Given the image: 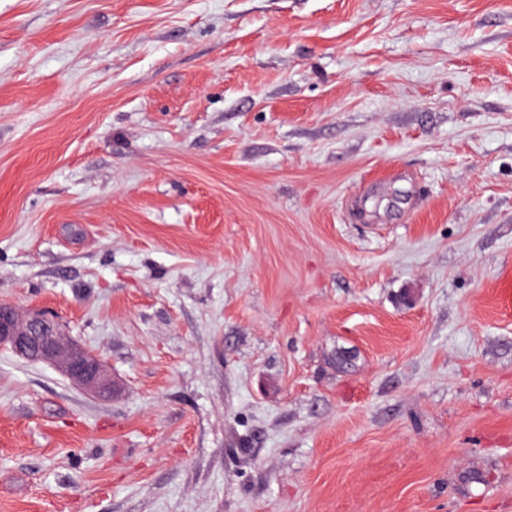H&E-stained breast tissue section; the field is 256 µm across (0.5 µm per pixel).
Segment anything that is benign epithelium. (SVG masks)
<instances>
[{"label": "benign epithelium", "mask_w": 512, "mask_h": 512, "mask_svg": "<svg viewBox=\"0 0 512 512\" xmlns=\"http://www.w3.org/2000/svg\"><path fill=\"white\" fill-rule=\"evenodd\" d=\"M62 335L61 325L53 316L31 310L20 321L12 306L0 304V346H9L29 362L57 367L99 398L110 396L112 379L98 355L61 341Z\"/></svg>", "instance_id": "1"}]
</instances>
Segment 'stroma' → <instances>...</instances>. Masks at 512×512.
Masks as SVG:
<instances>
[{"mask_svg": "<svg viewBox=\"0 0 512 512\" xmlns=\"http://www.w3.org/2000/svg\"><path fill=\"white\" fill-rule=\"evenodd\" d=\"M0 512H512V0H0ZM14 310L0 304V346L8 345L29 362L57 367L99 398L110 396L112 379L98 355L80 345L62 342L63 330L53 316L31 310L19 322Z\"/></svg>", "mask_w": 512, "mask_h": 512, "instance_id": "obj_1", "label": "stroma"}]
</instances>
